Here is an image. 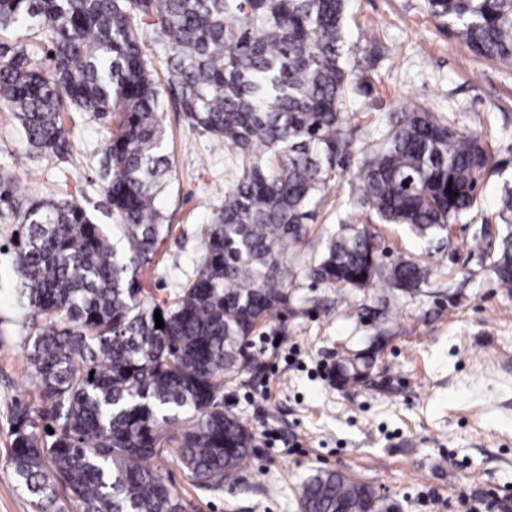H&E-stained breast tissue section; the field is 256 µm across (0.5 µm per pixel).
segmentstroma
I'll return each instance as SVG.
<instances>
[{
	"mask_svg": "<svg viewBox=\"0 0 512 512\" xmlns=\"http://www.w3.org/2000/svg\"><path fill=\"white\" fill-rule=\"evenodd\" d=\"M348 29L380 111L452 112L487 127L497 168L472 218L449 226L448 257L431 287L390 297L382 325L358 316L375 307V287L314 286L291 268L292 315L260 327L257 371L224 389L226 409L257 434L252 465L224 489L200 491L166 461L163 475L181 489L186 512H300L301 487L321 468L368 484L398 512H470L491 498L512 506V292L490 271L505 233L498 198L512 187V64L469 52L423 0H352ZM163 124L174 175L159 197L166 232L143 277L158 300L192 274L199 229L225 186L223 151L176 107ZM104 134L98 121L79 120L70 154L43 158L0 105V172L23 196L73 195L96 223L115 224L95 159ZM359 159L352 152L323 193L307 238L314 249L349 214ZM485 231L491 240L473 251ZM15 232L0 221V512H37L5 465L12 413L34 401L13 298ZM373 341L380 351L368 379L337 387V363Z\"/></svg>",
	"mask_w": 512,
	"mask_h": 512,
	"instance_id": "1",
	"label": "stroma"
}]
</instances>
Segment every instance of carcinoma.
Returning a JSON list of instances; mask_svg holds the SVG:
<instances>
[{"label":"carcinoma","mask_w":512,"mask_h":512,"mask_svg":"<svg viewBox=\"0 0 512 512\" xmlns=\"http://www.w3.org/2000/svg\"><path fill=\"white\" fill-rule=\"evenodd\" d=\"M466 48L512 63V0H424ZM349 0H0V103L30 151L70 152L65 116L104 121L98 175L121 223L107 231L76 197L25 198L0 174V219L17 225L14 288L36 406L19 405L6 458L38 512H185L162 476L174 457L198 490L248 468L256 433L224 411L250 374L255 331L290 313L286 273L313 284L413 293L435 266L389 254L367 224H339L302 248L317 197L360 125L346 111L371 81L347 64ZM21 26L33 44L1 36ZM164 56L168 89L147 47ZM224 146V199L202 228L192 275L159 302L140 271L165 231L156 194L173 171L162 112ZM352 208L447 250L497 163L487 131L452 112L394 109L360 146ZM500 220L512 224V188ZM512 289V231L492 259ZM160 311L164 327L155 323ZM374 354L345 358L337 383L365 379ZM53 433H48V429ZM300 512H378L375 492L332 469L303 486Z\"/></svg>","instance_id":"1"}]
</instances>
